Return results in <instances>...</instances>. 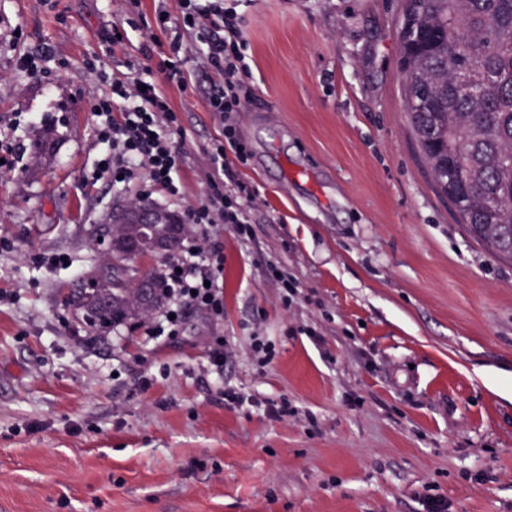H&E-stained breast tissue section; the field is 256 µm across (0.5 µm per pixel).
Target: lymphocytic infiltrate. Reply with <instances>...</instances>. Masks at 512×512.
Listing matches in <instances>:
<instances>
[{"instance_id":"obj_1","label":"lymphocytic infiltrate","mask_w":512,"mask_h":512,"mask_svg":"<svg viewBox=\"0 0 512 512\" xmlns=\"http://www.w3.org/2000/svg\"><path fill=\"white\" fill-rule=\"evenodd\" d=\"M179 4L183 26L207 33L200 54L207 68L220 77L208 92V110L225 128L223 140L214 142L207 152L206 197L187 212L191 251L186 257L170 259L162 276L167 296L177 300L171 309L175 315L185 306L220 307L212 269L222 266L223 249L211 241L208 230L230 224L241 241H250L256 199L255 189L231 174V159L245 160L247 153L234 127L224 122L228 113L243 111L249 101L244 88L251 77V58L244 17L225 6L224 0H179ZM180 50L179 44H172L164 59L123 78H107L96 60L86 62L93 79L112 82L111 93L89 104L98 118L97 139L105 147L91 178L107 177L134 188L137 202L150 199L158 189L172 198L182 194L183 157L174 140L182 127L166 92L167 86L188 84L187 58Z\"/></svg>"}]
</instances>
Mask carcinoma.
Here are the masks:
<instances>
[{
	"label": "carcinoma",
	"instance_id": "carcinoma-1",
	"mask_svg": "<svg viewBox=\"0 0 512 512\" xmlns=\"http://www.w3.org/2000/svg\"><path fill=\"white\" fill-rule=\"evenodd\" d=\"M397 36L404 111L437 191L472 239L511 261L512 0H401ZM98 236L113 245L94 271L101 286L71 298L84 323L103 330L161 307V276L147 274L143 292L122 255L136 227L102 224Z\"/></svg>",
	"mask_w": 512,
	"mask_h": 512
}]
</instances>
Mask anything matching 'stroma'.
<instances>
[{"mask_svg":"<svg viewBox=\"0 0 512 512\" xmlns=\"http://www.w3.org/2000/svg\"><path fill=\"white\" fill-rule=\"evenodd\" d=\"M400 0H241L252 99L230 115L257 191L254 237L211 230L224 310L186 309L106 331L70 303L103 251L93 227L131 190L88 181L103 152L88 110L108 92L85 68L129 73L180 43L184 215L224 136L178 0H140L158 42L106 48L126 0H0V512H512V261L457 224L403 110ZM37 74L17 71L19 54ZM278 120L266 123V114ZM54 147L31 150L42 129ZM63 255L67 265L48 267ZM286 268L295 294L266 274ZM224 340V364L211 345ZM271 360L259 366L253 345ZM244 404L224 400L225 390ZM287 399V417L266 402Z\"/></svg>","mask_w":512,"mask_h":512,"instance_id":"35a3bbf8","label":"stroma"}]
</instances>
